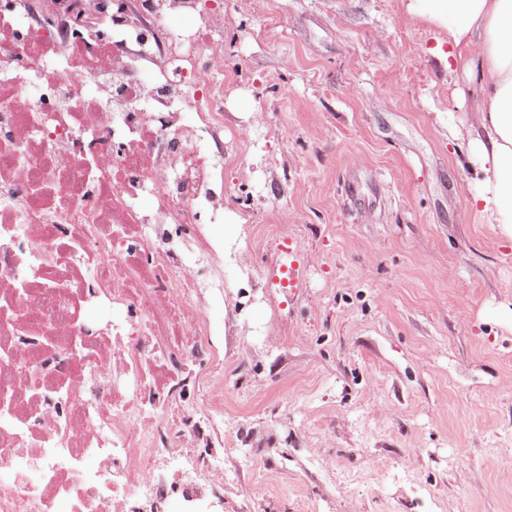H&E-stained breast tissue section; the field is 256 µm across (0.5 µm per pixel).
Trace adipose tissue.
<instances>
[{"mask_svg":"<svg viewBox=\"0 0 512 512\" xmlns=\"http://www.w3.org/2000/svg\"><path fill=\"white\" fill-rule=\"evenodd\" d=\"M408 10L440 30L432 54L477 94L466 159L475 173L469 208L512 241V0H408Z\"/></svg>","mask_w":512,"mask_h":512,"instance_id":"ef3b65f1","label":"adipose tissue"}]
</instances>
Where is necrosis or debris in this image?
<instances>
[{
    "label": "necrosis or debris",
    "instance_id": "necrosis-or-debris-1",
    "mask_svg": "<svg viewBox=\"0 0 512 512\" xmlns=\"http://www.w3.org/2000/svg\"><path fill=\"white\" fill-rule=\"evenodd\" d=\"M226 65L200 0H0V512L223 490L192 406L224 367L209 227L247 214L224 196Z\"/></svg>",
    "mask_w": 512,
    "mask_h": 512
}]
</instances>
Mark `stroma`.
I'll use <instances>...</instances> for the list:
<instances>
[{
	"instance_id": "obj_1",
	"label": "stroma",
	"mask_w": 512,
	"mask_h": 512,
	"mask_svg": "<svg viewBox=\"0 0 512 512\" xmlns=\"http://www.w3.org/2000/svg\"><path fill=\"white\" fill-rule=\"evenodd\" d=\"M201 4L224 9V191L251 213L206 311L224 512H512V241L448 138L476 96L403 0ZM285 246L303 287L272 279Z\"/></svg>"
}]
</instances>
